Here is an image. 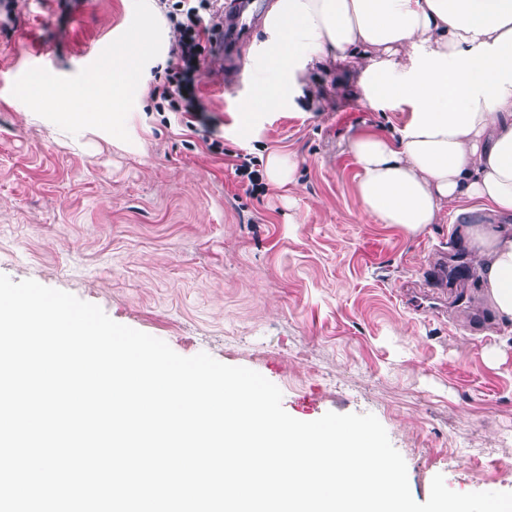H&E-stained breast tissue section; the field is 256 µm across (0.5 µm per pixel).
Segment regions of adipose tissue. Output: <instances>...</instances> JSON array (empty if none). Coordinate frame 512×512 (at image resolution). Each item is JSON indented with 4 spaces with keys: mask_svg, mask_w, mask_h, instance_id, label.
<instances>
[{
    "mask_svg": "<svg viewBox=\"0 0 512 512\" xmlns=\"http://www.w3.org/2000/svg\"><path fill=\"white\" fill-rule=\"evenodd\" d=\"M263 30L244 135L256 138L277 106L318 107L324 90L303 82L316 67L355 81L374 110L406 104L401 126L350 143L361 206L408 237L463 203L487 212L458 234L499 323L512 326V0H273ZM157 56L154 31L133 23L112 46L111 77L69 96L73 117L90 127L105 109L123 132Z\"/></svg>",
    "mask_w": 512,
    "mask_h": 512,
    "instance_id": "adipose-tissue-1",
    "label": "adipose tissue"
}]
</instances>
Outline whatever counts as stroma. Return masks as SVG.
Here are the masks:
<instances>
[{
    "label": "stroma",
    "instance_id": "obj_1",
    "mask_svg": "<svg viewBox=\"0 0 512 512\" xmlns=\"http://www.w3.org/2000/svg\"><path fill=\"white\" fill-rule=\"evenodd\" d=\"M133 16L130 0H19L25 47L0 27V274L72 293L179 355L252 369L298 420L374 414L417 502L438 474L460 493L512 492V329L497 324L475 263L464 279L440 271L462 251L456 226L408 238L356 193L351 140L401 124L407 106L375 111L339 72L316 68L305 80L325 87L321 107L275 108L248 142L238 115L253 69L231 83L206 59L199 95L222 158L158 111L155 64L126 137L67 119L63 104L57 122L38 114L31 82L75 92L100 78ZM237 153L292 156L297 181L263 171L249 193L226 161ZM443 276L445 312L406 300Z\"/></svg>",
    "mask_w": 512,
    "mask_h": 512
}]
</instances>
